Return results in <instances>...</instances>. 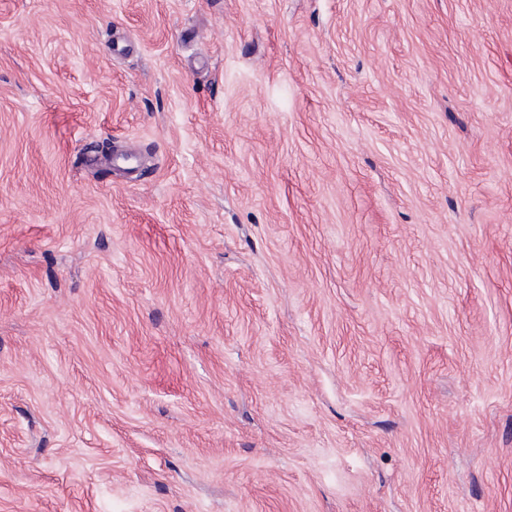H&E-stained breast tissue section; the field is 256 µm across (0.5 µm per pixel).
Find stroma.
<instances>
[{
	"label": "stroma",
	"mask_w": 512,
	"mask_h": 512,
	"mask_svg": "<svg viewBox=\"0 0 512 512\" xmlns=\"http://www.w3.org/2000/svg\"><path fill=\"white\" fill-rule=\"evenodd\" d=\"M0 512H512V0H0Z\"/></svg>",
	"instance_id": "stroma-1"
}]
</instances>
